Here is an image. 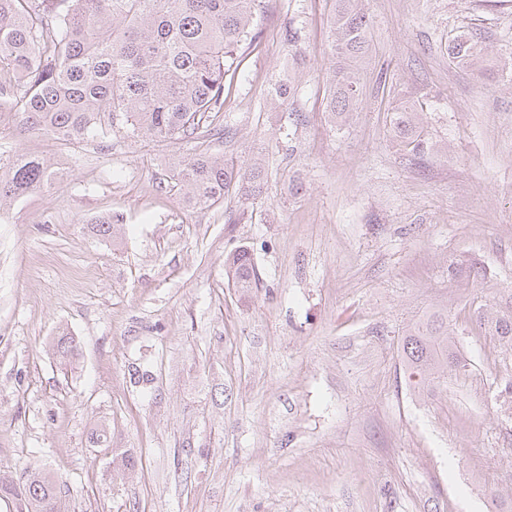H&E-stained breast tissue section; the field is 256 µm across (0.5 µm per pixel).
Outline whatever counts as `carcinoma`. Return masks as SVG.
Instances as JSON below:
<instances>
[{
	"label": "carcinoma",
	"instance_id": "cac0c4a2",
	"mask_svg": "<svg viewBox=\"0 0 512 512\" xmlns=\"http://www.w3.org/2000/svg\"><path fill=\"white\" fill-rule=\"evenodd\" d=\"M363 0H334L330 43L332 72L327 111L343 120L358 101L361 70L370 53ZM261 0H0V101L26 128L50 130L64 145L106 139L121 132L140 141L193 143L173 179L183 202L207 209L235 185L253 198L262 194L264 169L235 166L215 155L207 138L224 134V76L239 66L240 46L253 41L252 23ZM445 50L458 68L482 73L478 37L460 33ZM393 124L402 146L418 156L427 139L411 106L400 105ZM56 171L44 157L16 154L0 165V207L52 187ZM231 286L248 295L259 281L251 252L239 247L224 258ZM478 320L490 335L512 347V307L485 304ZM57 354L78 350L62 333ZM402 361L418 384L429 387L460 366L457 343L432 315L407 331ZM21 512H64L56 484L30 473L17 485L0 480V500Z\"/></svg>",
	"mask_w": 512,
	"mask_h": 512
}]
</instances>
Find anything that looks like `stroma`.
I'll return each instance as SVG.
<instances>
[{
  "mask_svg": "<svg viewBox=\"0 0 512 512\" xmlns=\"http://www.w3.org/2000/svg\"><path fill=\"white\" fill-rule=\"evenodd\" d=\"M363 8L364 94L339 123L325 109L331 0L258 8L209 140L262 163L258 200L188 208L172 174L189 146H64L0 111V159L43 154L66 172L0 210V476L50 473L66 512L512 502V348L476 317L512 306V0ZM463 31L484 41L482 75L448 61ZM406 101L423 114L421 158L396 137ZM105 214L117 223L100 237L89 224ZM240 246L260 279L246 299L224 273ZM437 312L462 366L420 396L403 334ZM64 331L80 343L67 364Z\"/></svg>",
  "mask_w": 512,
  "mask_h": 512,
  "instance_id": "stroma-1",
  "label": "stroma"
}]
</instances>
